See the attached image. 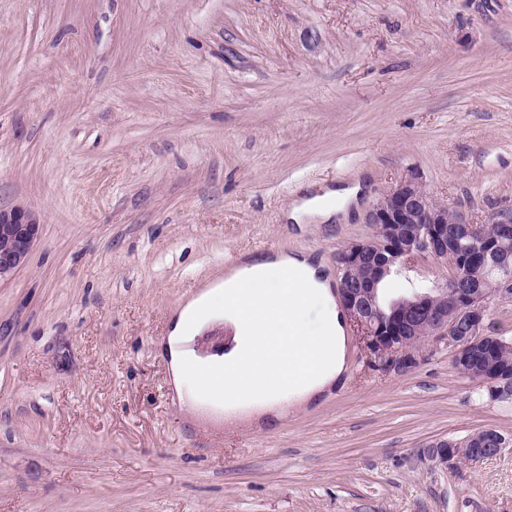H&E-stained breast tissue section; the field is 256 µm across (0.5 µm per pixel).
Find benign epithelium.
Returning <instances> with one entry per match:
<instances>
[{
    "mask_svg": "<svg viewBox=\"0 0 512 512\" xmlns=\"http://www.w3.org/2000/svg\"><path fill=\"white\" fill-rule=\"evenodd\" d=\"M366 223L375 228L372 239L354 242L340 251L339 295L342 306L355 323L368 351L403 371L416 363L415 351L431 336L448 337L457 352L455 370L488 387L502 400L512 399V379L493 377L485 369L466 368L467 349L481 338L493 299L512 301V278L492 289L469 283L471 269L499 265L496 240L481 239L475 251L463 258L448 248V225L457 224L471 233L491 224L512 235V209L474 221L459 210L437 202L413 179L383 193L372 206ZM41 240L39 216L23 205L0 207V283L6 282L27 263ZM430 256L449 265L448 280L407 296L386 301L379 282L420 256ZM469 447L459 448L446 439L429 443L420 452L423 462L446 468L464 460L471 464L492 461L506 447V440L484 428L468 436Z\"/></svg>",
    "mask_w": 512,
    "mask_h": 512,
    "instance_id": "7a95c632",
    "label": "benign epithelium"
}]
</instances>
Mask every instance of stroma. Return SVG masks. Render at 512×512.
Masks as SVG:
<instances>
[{
	"label": "stroma",
	"mask_w": 512,
	"mask_h": 512,
	"mask_svg": "<svg viewBox=\"0 0 512 512\" xmlns=\"http://www.w3.org/2000/svg\"><path fill=\"white\" fill-rule=\"evenodd\" d=\"M410 178L512 208V0H0V206L42 224L0 284V512H512V446L420 459L512 437L447 337L399 373L349 329L332 388L251 424L190 417L172 383L187 303L258 255L338 277ZM357 179L345 221L286 219ZM448 274L420 257L384 294ZM493 430L502 435L495 428L477 430L468 436L470 445L468 448H457L454 441L437 439L422 449L420 458L425 463L441 468H448V463L460 460L471 464L492 461L502 454L506 447V440L509 441L505 437L495 435Z\"/></svg>",
	"instance_id": "35a3bbf8"
}]
</instances>
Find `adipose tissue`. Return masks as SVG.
<instances>
[{"instance_id": "ef3b65f1", "label": "adipose tissue", "mask_w": 512, "mask_h": 512, "mask_svg": "<svg viewBox=\"0 0 512 512\" xmlns=\"http://www.w3.org/2000/svg\"><path fill=\"white\" fill-rule=\"evenodd\" d=\"M364 194L362 181L304 192L286 217L296 224H328L346 215ZM302 275L294 285L289 272ZM231 335L224 353L198 351L209 326ZM346 329L329 277L311 255L256 257L227 275L221 287L192 301L179 315L167 349L174 385L188 412L212 420H255L310 403L339 379ZM196 371H188L187 362ZM299 379L287 380L288 367Z\"/></svg>"}]
</instances>
